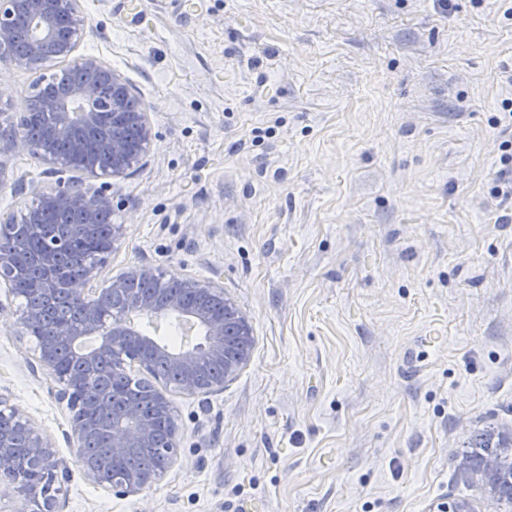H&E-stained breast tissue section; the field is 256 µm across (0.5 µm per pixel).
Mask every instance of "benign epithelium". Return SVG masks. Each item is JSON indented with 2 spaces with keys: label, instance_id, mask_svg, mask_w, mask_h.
<instances>
[{
  "label": "benign epithelium",
  "instance_id": "obj_1",
  "mask_svg": "<svg viewBox=\"0 0 512 512\" xmlns=\"http://www.w3.org/2000/svg\"><path fill=\"white\" fill-rule=\"evenodd\" d=\"M88 26L82 0H0V63L40 71L52 62L66 64L81 74L59 92L47 94L34 88L22 103L23 112H44L52 124L40 136L25 137L19 130L0 131V186L15 175L13 159L18 146L25 147L49 174L72 172L66 183L35 187L22 215L0 213V239H14L24 222L23 239L42 241L35 265L42 272L45 297H65L81 312L75 327L59 323L54 339L39 340L35 348L40 367L60 385L58 400L67 402L74 414L65 433L70 446L82 448L94 429L93 414L109 417L102 447L112 461L122 459L132 448H155V418L134 405H126L115 415L112 404L96 393V367L112 361L126 348L132 361L150 371L158 361L167 362L178 373L176 390L188 396L224 389V383L247 364L249 353L242 344L253 342L248 316L224 292V283L188 276H167L151 265L126 268L112 277L105 288L94 287L99 271L126 234V225L112 224V194L115 183L143 165L150 153L153 131L147 107L132 108L133 92L128 80L94 55H75ZM112 113V131H102L101 116ZM100 134L105 160L88 153L85 134ZM78 209L83 223L70 224L53 238L44 237L38 222L42 212ZM14 250L0 249V289L5 296H17L12 274ZM133 281H153L157 292L138 297L125 309L112 311V303L123 299ZM156 318L176 316L194 322L204 332V340L171 349L144 336L132 321L131 313ZM21 332H30L40 322L36 303L14 311ZM156 408L169 419L170 430L164 452L172 464L179 447L178 426L169 399L158 391ZM0 415L11 419V427L0 428V497L17 493L29 499L22 488L6 475L18 460L12 455L15 436H23L31 466L50 481H66L70 468L58 457L52 439L17 407L0 397ZM462 471L479 486L480 494L496 505L495 512H512V460L494 453L479 459L466 453ZM83 477L118 497L135 496L155 485L164 471L123 470L104 479L97 462L86 456L80 461Z\"/></svg>",
  "mask_w": 512,
  "mask_h": 512
}]
</instances>
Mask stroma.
<instances>
[{
	"label": "stroma",
	"instance_id": "obj_1",
	"mask_svg": "<svg viewBox=\"0 0 512 512\" xmlns=\"http://www.w3.org/2000/svg\"><path fill=\"white\" fill-rule=\"evenodd\" d=\"M82 0L78 51L150 112L114 190L129 266L220 276L250 319L223 390L164 387L178 458L127 498L73 474L58 512H429L479 491L456 457L512 443V0ZM273 84L258 82L269 59ZM39 74L0 70L18 122ZM36 340L0 318V395L50 434L68 411Z\"/></svg>",
	"mask_w": 512,
	"mask_h": 512
}]
</instances>
